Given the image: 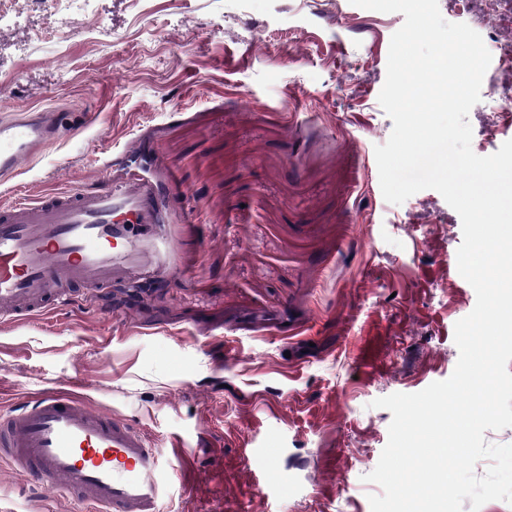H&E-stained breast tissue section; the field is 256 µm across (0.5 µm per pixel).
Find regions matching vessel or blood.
I'll use <instances>...</instances> for the list:
<instances>
[{"instance_id":"obj_1","label":"vessel or blood","mask_w":512,"mask_h":512,"mask_svg":"<svg viewBox=\"0 0 512 512\" xmlns=\"http://www.w3.org/2000/svg\"><path fill=\"white\" fill-rule=\"evenodd\" d=\"M59 111L0 117V178L54 140ZM161 202L133 181L0 207V318L59 308L62 288L111 287L141 275L163 241ZM77 382L27 395L0 417V459L19 475L83 502L86 512H158L170 481L165 449L129 421L93 408Z\"/></svg>"}]
</instances>
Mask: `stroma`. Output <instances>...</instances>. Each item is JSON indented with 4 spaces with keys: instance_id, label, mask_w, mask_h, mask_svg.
I'll list each match as a JSON object with an SVG mask.
<instances>
[{
    "instance_id": "35a3bbf8",
    "label": "stroma",
    "mask_w": 512,
    "mask_h": 512,
    "mask_svg": "<svg viewBox=\"0 0 512 512\" xmlns=\"http://www.w3.org/2000/svg\"><path fill=\"white\" fill-rule=\"evenodd\" d=\"M502 74L512 7L438 0ZM0 0V114L65 108L58 139L0 204L144 179L166 255L147 280L74 291L0 322V409L79 378L99 410L178 440L188 480L159 512H371L388 441L375 399L451 376L476 294L459 215L432 189L381 192L379 103L401 13L349 0ZM512 83V74H502ZM472 149L512 139L483 98ZM0 512H79L0 461Z\"/></svg>"
}]
</instances>
